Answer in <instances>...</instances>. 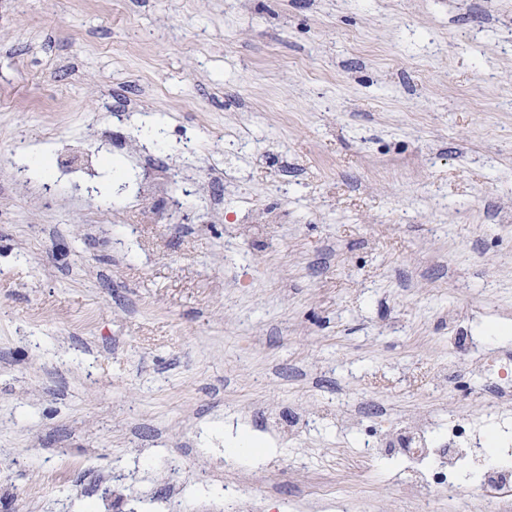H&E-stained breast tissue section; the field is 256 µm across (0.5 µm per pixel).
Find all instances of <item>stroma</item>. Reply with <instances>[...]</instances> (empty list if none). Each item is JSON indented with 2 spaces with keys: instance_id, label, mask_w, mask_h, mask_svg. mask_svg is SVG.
Instances as JSON below:
<instances>
[{
  "instance_id": "1",
  "label": "stroma",
  "mask_w": 512,
  "mask_h": 512,
  "mask_svg": "<svg viewBox=\"0 0 512 512\" xmlns=\"http://www.w3.org/2000/svg\"><path fill=\"white\" fill-rule=\"evenodd\" d=\"M502 329L512 0H0V512H448L360 447L512 452Z\"/></svg>"
}]
</instances>
